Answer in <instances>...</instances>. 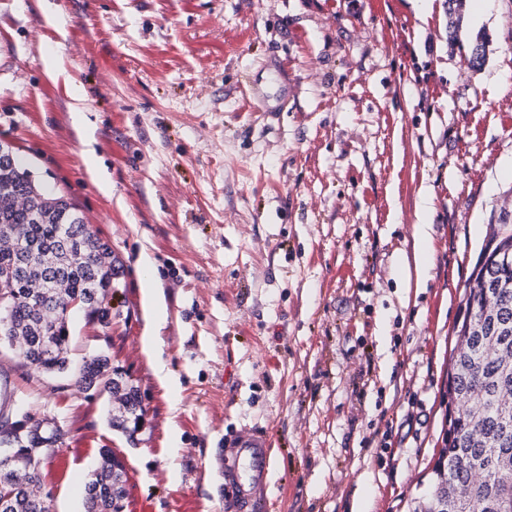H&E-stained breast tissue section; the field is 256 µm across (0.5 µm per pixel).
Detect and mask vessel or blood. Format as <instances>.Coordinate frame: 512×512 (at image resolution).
<instances>
[{"instance_id": "b4317fda", "label": "vessel or blood", "mask_w": 512, "mask_h": 512, "mask_svg": "<svg viewBox=\"0 0 512 512\" xmlns=\"http://www.w3.org/2000/svg\"><path fill=\"white\" fill-rule=\"evenodd\" d=\"M245 87L262 111H284L292 96L288 73L275 60L249 70ZM269 430L241 427L224 440V482L234 496L237 512H262L274 477Z\"/></svg>"}]
</instances>
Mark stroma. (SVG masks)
<instances>
[{
    "label": "stroma",
    "instance_id": "stroma-1",
    "mask_svg": "<svg viewBox=\"0 0 512 512\" xmlns=\"http://www.w3.org/2000/svg\"><path fill=\"white\" fill-rule=\"evenodd\" d=\"M475 4L452 43L418 0H0V141L124 262L112 357L147 410L129 442L106 396L0 351V414L25 398L61 432L51 512H81L101 461L70 460L94 443L127 464L126 512H228L221 452L244 425L276 441L268 512H410L465 286L491 225L512 224V0L479 21ZM270 56L294 99L267 119L242 80ZM149 288L166 389L142 352ZM76 101L71 108V112H73V120L77 130L82 134V139L85 141V144L89 146V148L85 151L87 156L88 168L87 172L90 175L91 179L96 182L100 191L105 195H111L112 193V183L110 179L99 170L92 161V153L93 149L90 148L92 141V131L90 126L87 123L84 108L81 105L82 98L81 97H73Z\"/></svg>",
    "mask_w": 512,
    "mask_h": 512
}]
</instances>
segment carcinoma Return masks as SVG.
<instances>
[{
  "label": "carcinoma",
  "mask_w": 512,
  "mask_h": 512,
  "mask_svg": "<svg viewBox=\"0 0 512 512\" xmlns=\"http://www.w3.org/2000/svg\"><path fill=\"white\" fill-rule=\"evenodd\" d=\"M512 246V226L492 227L487 242ZM40 251L22 271L15 269L21 243ZM13 275L10 323L27 347L19 356L44 372L72 366V378L85 389L105 392L113 408L112 428L135 441L146 409L137 387L111 363L108 351H92L76 362L70 357L69 324L83 312L106 327L120 316L112 304L123 265L111 247L84 223L76 205L44 191L32 181L18 158L0 163V273ZM482 273L475 264L464 289L465 312L455 325V345L448 366L447 395L467 394L476 412L472 418L446 413L443 447L427 488L414 498L412 512H502L512 502V287L485 299L473 287ZM79 301L69 308L72 301ZM24 431L13 440L14 463L0 469V485L24 483L10 512H45L38 494L42 477L26 472L32 453L52 451L55 432L35 419L31 405L16 406ZM123 465L108 458L84 485L85 512H124Z\"/></svg>",
  "instance_id": "carcinoma-1"
}]
</instances>
